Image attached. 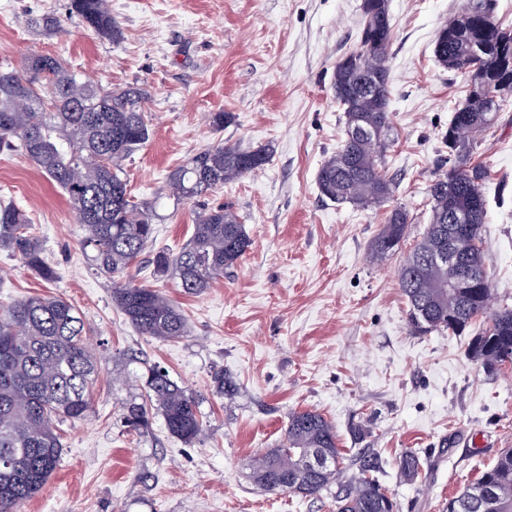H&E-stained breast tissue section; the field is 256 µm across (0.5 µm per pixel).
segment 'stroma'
Listing matches in <instances>:
<instances>
[{
	"mask_svg": "<svg viewBox=\"0 0 512 512\" xmlns=\"http://www.w3.org/2000/svg\"><path fill=\"white\" fill-rule=\"evenodd\" d=\"M362 0H110L122 31L111 42L67 23L48 33L46 13L69 0H0V57L50 55L95 84L144 88L149 140L123 163L131 196L159 200L154 249L178 250L201 204L229 205L250 245L201 294L136 265L188 319L174 341L141 335L112 301V280L92 262L85 230L64 192L25 156L0 151V200L30 214L57 277L36 278L20 255L0 251V304L59 296L81 313L101 367L92 409L57 428V472L18 512H333L334 494L267 491L248 464L281 440L288 415L315 410L336 428L346 463L373 473L399 512H445L450 497L512 448V365L487 374L466 355L470 334H414L397 281L399 255L370 258L385 207L323 198L322 160L342 138L332 88L336 62L353 49ZM462 0H389L391 95L397 137L385 171L393 204L412 222L403 249L429 222L427 186L448 151L442 136L469 77L433 55L438 29ZM234 120L213 133L209 116ZM273 149L263 173L218 187L204 203L166 198V176L216 141ZM488 168L483 226L497 298L512 302V101L481 140ZM200 400L205 430L188 444L161 416L128 431L125 407L145 397L151 366ZM223 371L232 395L217 394ZM424 461L406 480L400 459Z\"/></svg>",
	"mask_w": 512,
	"mask_h": 512,
	"instance_id": "1",
	"label": "stroma"
}]
</instances>
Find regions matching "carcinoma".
I'll use <instances>...</instances> for the list:
<instances>
[{
	"instance_id": "cac0c4a2",
	"label": "carcinoma",
	"mask_w": 512,
	"mask_h": 512,
	"mask_svg": "<svg viewBox=\"0 0 512 512\" xmlns=\"http://www.w3.org/2000/svg\"><path fill=\"white\" fill-rule=\"evenodd\" d=\"M497 0H464L460 12L439 28L436 61L450 71L470 74L464 101L453 113L443 143L448 157L427 188L429 223L403 255L398 283L409 306L416 335L461 334L480 317L487 319L468 344L467 357L493 374L512 363V307L494 304L482 247L487 215L484 184L488 169L472 161L479 137L497 122L512 86V28L495 19ZM76 21L115 41L121 31L108 0H70L68 14H46L37 24L47 32ZM391 24L388 0H362L359 44L332 74L336 102L343 112V137L321 162L316 182L323 197L357 207L380 206L394 193L383 174L393 143L389 112ZM13 64L0 62V105L10 103L19 82ZM25 112H6L0 122V150L25 154L67 194L86 228L84 247L98 270L113 279L112 300L142 334L159 340L187 335L183 311L153 288L128 281V270L153 242L156 219L150 202L136 203L121 177L122 162L149 139L144 119L146 92L138 86L112 89L84 86L81 76L57 59H27ZM272 149L218 141L169 171L173 198H202L227 182L255 175L269 163ZM478 206L470 226L450 221V211ZM409 212L393 208L371 242V256L395 254L405 238ZM250 238L241 216L230 207L206 209L178 252L155 251L148 259L158 277L171 276L187 294H200L224 277L246 252ZM0 250L18 253L44 281L55 270L43 257L28 213L0 202ZM471 287L458 288L461 268ZM81 314L68 301L34 295L0 305V512L39 493L62 459L55 421L83 419L92 406V386L100 372L89 352ZM146 401L126 408L125 423L139 432L149 425V408L160 412L169 434L193 443L203 421L199 400L155 366L145 376ZM342 457L335 427L314 410L293 411L282 443L253 459L250 478L267 490L315 496L337 485L336 512H399L394 498L366 476L370 464L340 483ZM404 476L421 474L418 455L400 460ZM448 512H512V448L473 483L448 500Z\"/></svg>"
}]
</instances>
